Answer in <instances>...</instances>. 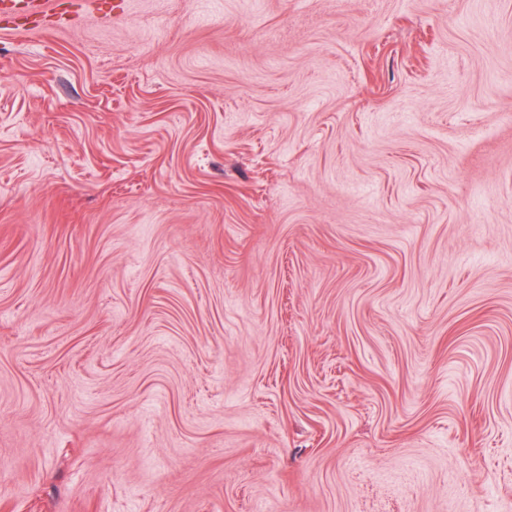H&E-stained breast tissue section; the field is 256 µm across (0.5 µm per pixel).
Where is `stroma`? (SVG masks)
<instances>
[{
	"label": "stroma",
	"mask_w": 512,
	"mask_h": 512,
	"mask_svg": "<svg viewBox=\"0 0 512 512\" xmlns=\"http://www.w3.org/2000/svg\"><path fill=\"white\" fill-rule=\"evenodd\" d=\"M86 2L0 30V512H512V0Z\"/></svg>",
	"instance_id": "35a3bbf8"
}]
</instances>
